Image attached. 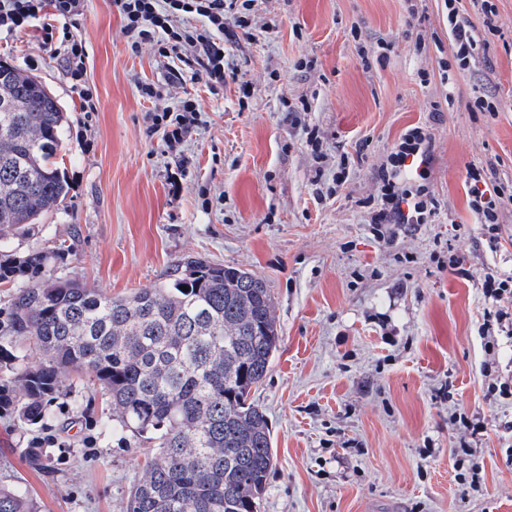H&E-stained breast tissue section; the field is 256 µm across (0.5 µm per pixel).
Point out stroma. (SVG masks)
I'll use <instances>...</instances> for the list:
<instances>
[{
  "label": "stroma",
  "instance_id": "35a3bbf8",
  "mask_svg": "<svg viewBox=\"0 0 512 512\" xmlns=\"http://www.w3.org/2000/svg\"><path fill=\"white\" fill-rule=\"evenodd\" d=\"M493 2L489 29L481 0H458L485 43L450 86L443 0H257L253 34L224 35L238 79L215 96L200 77L169 84L157 45L131 52L113 0H89L78 25L89 114L37 32L0 34V63L40 80L69 116L53 157L69 194L13 239L18 253L67 243L46 274L112 296L156 287L188 258L271 288L281 343L256 393L275 454L261 512H512V397L498 391L512 380V323L485 326L482 293L485 274H512V206L492 242L465 192L472 165L512 184V0ZM144 82L163 85L164 104L197 101L178 149L148 135ZM481 93L496 113L472 110ZM419 123L440 214L388 244L363 202L377 194L374 167ZM319 170L334 188L320 201ZM452 252L462 270L439 268ZM60 389L40 429L0 411V482L27 486L42 512H121L146 451L100 429V389L66 374ZM35 438L49 467L25 453Z\"/></svg>",
  "mask_w": 512,
  "mask_h": 512
}]
</instances>
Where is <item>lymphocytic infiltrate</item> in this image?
<instances>
[{"label":"lymphocytic infiltrate","instance_id":"lymphocytic-infiltrate-1","mask_svg":"<svg viewBox=\"0 0 512 512\" xmlns=\"http://www.w3.org/2000/svg\"><path fill=\"white\" fill-rule=\"evenodd\" d=\"M89 0H0V33L26 29L40 32L43 43H52L62 32L66 46L63 62L72 87L80 99V109H96L92 90L84 83L86 49L76 27ZM255 0H114L123 22L130 49L156 42L159 55L189 52L195 55L212 91H220L227 78L224 62V27L251 31ZM142 97L155 101L146 115L147 130L161 134L169 147L183 144L197 122L198 104L183 98L177 105L163 104L162 87L144 83ZM432 136L426 125L405 131L375 171L377 196L368 212L378 239L391 241L401 228L429 223L438 201L429 186ZM468 205L490 237H497L499 214L512 205V191L489 182L485 170L469 167L466 177Z\"/></svg>","mask_w":512,"mask_h":512}]
</instances>
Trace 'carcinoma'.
<instances>
[{
	"mask_svg": "<svg viewBox=\"0 0 512 512\" xmlns=\"http://www.w3.org/2000/svg\"><path fill=\"white\" fill-rule=\"evenodd\" d=\"M0 247L26 235L68 194L52 161L65 130L58 100L37 79L0 65ZM64 246L0 260L13 283ZM189 290H183V287ZM35 339L42 360L11 367L12 351ZM281 336L274 298L251 271L198 259L178 262L158 287L110 296L53 278L19 286L0 327L7 356L0 408L27 430L43 425L60 375L97 384L108 398L104 430L153 445L123 512H260L274 466L271 430L251 398ZM0 512H39L29 490L0 485Z\"/></svg>",
	"mask_w": 512,
	"mask_h": 512,
	"instance_id": "obj_1",
	"label": "carcinoma"
}]
</instances>
